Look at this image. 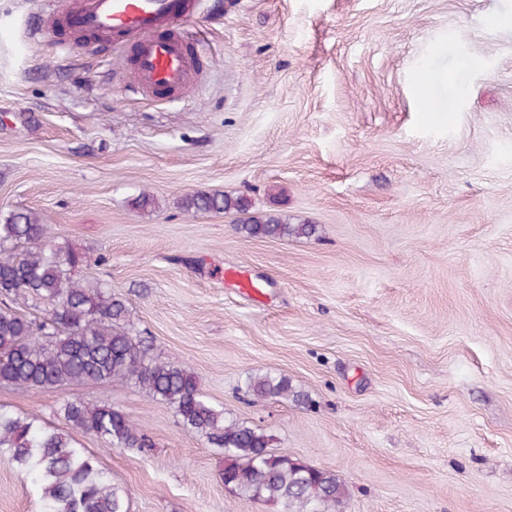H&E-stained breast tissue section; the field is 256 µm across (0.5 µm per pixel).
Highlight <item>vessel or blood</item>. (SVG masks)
<instances>
[{"label":"vessel or blood","instance_id":"obj_1","mask_svg":"<svg viewBox=\"0 0 512 512\" xmlns=\"http://www.w3.org/2000/svg\"><path fill=\"white\" fill-rule=\"evenodd\" d=\"M193 13L192 0H81L63 23L76 32L114 36L129 49L142 92L184 101L196 87L185 33Z\"/></svg>","mask_w":512,"mask_h":512}]
</instances>
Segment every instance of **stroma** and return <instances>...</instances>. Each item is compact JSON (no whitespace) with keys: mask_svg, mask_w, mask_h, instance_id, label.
<instances>
[{"mask_svg":"<svg viewBox=\"0 0 512 512\" xmlns=\"http://www.w3.org/2000/svg\"><path fill=\"white\" fill-rule=\"evenodd\" d=\"M78 2L0 0V211L87 253L76 278L126 300L151 354L335 472L343 512H512V0H196L203 73L178 104L59 35ZM214 192L317 231L178 206ZM265 372L303 401L249 394ZM67 399L150 438L75 435L128 512H286L226 490L222 452L132 384L0 386L62 429ZM39 510L0 456V512ZM246 223L242 229L256 237L300 238L309 237L316 231L314 224H288V219L272 215L250 216Z\"/></svg>","mask_w":512,"mask_h":512,"instance_id":"1","label":"stroma"}]
</instances>
